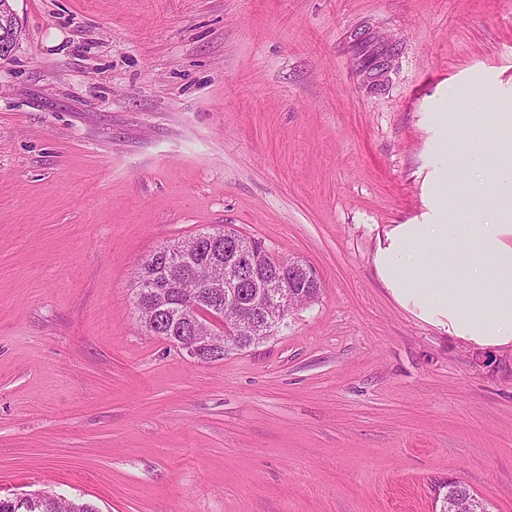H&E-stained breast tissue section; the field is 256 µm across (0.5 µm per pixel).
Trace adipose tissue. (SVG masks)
<instances>
[{"mask_svg":"<svg viewBox=\"0 0 512 512\" xmlns=\"http://www.w3.org/2000/svg\"><path fill=\"white\" fill-rule=\"evenodd\" d=\"M495 185L499 223L472 224L467 228L468 236L478 245L471 257L470 276L484 277L487 266H494L497 271L494 287H448V266L454 258L455 240L444 225L418 224L409 228L382 258V267L395 286L396 296L410 300L416 295L404 287L401 274L409 267L417 246L432 242L437 255L434 274L440 286L421 297L435 313L447 316L449 331L482 348L512 345V243L503 238L505 223L512 221V177L497 174ZM478 302L490 309L491 320L463 323V315Z\"/></svg>","mask_w":512,"mask_h":512,"instance_id":"1","label":"adipose tissue"}]
</instances>
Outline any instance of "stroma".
<instances>
[{"label": "stroma", "mask_w": 512, "mask_h": 512, "mask_svg": "<svg viewBox=\"0 0 512 512\" xmlns=\"http://www.w3.org/2000/svg\"><path fill=\"white\" fill-rule=\"evenodd\" d=\"M0 59V497L100 512H512V348L399 302L405 224L512 168V0H13ZM400 41L366 95L351 33ZM485 103L476 105L473 92ZM231 226L320 299L200 363L141 331L140 261ZM11 2L13 1L2 0L0 2V58L11 53L21 35V29ZM447 486H448V489L445 491V493L442 494V496H441V492H440L439 501L441 502V505H440L439 512H457L456 511L457 498L459 496H461L462 494L468 495L467 512H488L483 501L480 498H478L476 495H474L473 493L470 494L468 489L466 488V486L461 484L460 481H457L454 479H449L448 485L444 484V485H442V488H446ZM446 495L448 496V500L445 501V499H443V498ZM438 502H437V504H438ZM437 504H436L435 508H437ZM21 502V505L17 503ZM27 503L31 506L25 507ZM0 512H99L91 502L76 501L43 491L14 498H0Z\"/></svg>", "instance_id": "35a3bbf8"}]
</instances>
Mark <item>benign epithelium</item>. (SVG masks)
I'll use <instances>...</instances> for the list:
<instances>
[{
  "instance_id": "obj_1",
  "label": "benign epithelium",
  "mask_w": 512,
  "mask_h": 512,
  "mask_svg": "<svg viewBox=\"0 0 512 512\" xmlns=\"http://www.w3.org/2000/svg\"><path fill=\"white\" fill-rule=\"evenodd\" d=\"M12 0H0V58L7 56L18 42L21 29L16 13L11 5ZM352 43L357 49L353 62L360 88L368 94L386 92L392 82V75L399 67L402 46L395 40L386 41L367 29H358L352 33ZM372 55L369 65L363 64L367 55ZM224 251L234 254V263L243 273L233 282H204L207 295L226 294L235 298L238 303L251 310L252 317L231 324L212 314H206L192 321L194 333L191 336L177 337L178 349L188 357L207 362L224 355V350L213 348V337L222 331L234 336L262 338L273 334V329L285 323L284 318L273 319L269 311L281 312L292 308L291 296L283 292V288H305L309 283L318 280L317 273L309 265L299 261L288 262V281L283 275L259 277L253 275V258L250 252L237 242L224 243ZM468 495L467 512H488L483 501L470 493L461 482L448 480L445 495L448 499H440L439 512H456L457 498Z\"/></svg>"
}]
</instances>
